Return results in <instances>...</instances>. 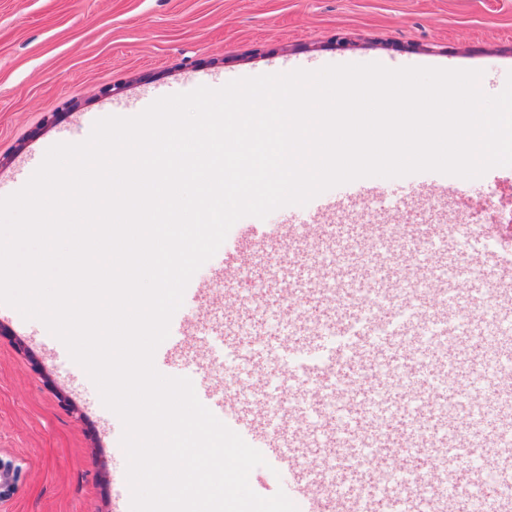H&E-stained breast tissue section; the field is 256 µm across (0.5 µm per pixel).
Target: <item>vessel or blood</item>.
<instances>
[{
	"label": "vessel or blood",
	"instance_id": "1",
	"mask_svg": "<svg viewBox=\"0 0 512 512\" xmlns=\"http://www.w3.org/2000/svg\"><path fill=\"white\" fill-rule=\"evenodd\" d=\"M304 222L237 233L217 275L225 315L238 322L270 305L275 329L252 331L232 356L223 387L195 382L198 399L267 464L249 477L269 497L284 490L298 512H447L474 498L512 512V431L496 423L512 407L499 397L512 356L484 360L491 337L512 335V309L497 290L512 285V259L456 240L444 224H330L323 196ZM480 269L488 285L456 296L436 262ZM252 276L259 287L241 294ZM278 340L282 375H266ZM483 428L488 447H471Z\"/></svg>",
	"mask_w": 512,
	"mask_h": 512
}]
</instances>
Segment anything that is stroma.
Segmentation results:
<instances>
[{"label":"stroma","mask_w":512,"mask_h":512,"mask_svg":"<svg viewBox=\"0 0 512 512\" xmlns=\"http://www.w3.org/2000/svg\"><path fill=\"white\" fill-rule=\"evenodd\" d=\"M371 62L479 70L498 94L512 74V0H0V194L52 145L86 140L79 124L94 114L133 117L200 86ZM385 184L360 223H490L470 206L476 193L512 210V166L460 181L434 210L409 177ZM121 428L44 324L0 304V450L20 468L10 512H113Z\"/></svg>","instance_id":"obj_1"}]
</instances>
